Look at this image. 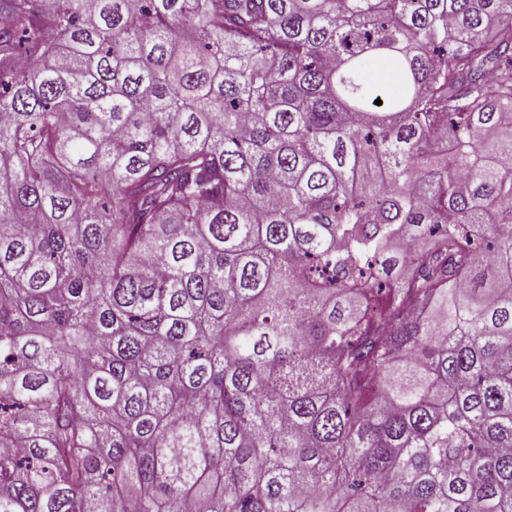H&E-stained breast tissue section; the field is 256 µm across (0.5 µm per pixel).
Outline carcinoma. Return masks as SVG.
Segmentation results:
<instances>
[{
	"instance_id": "cac0c4a2",
	"label": "carcinoma",
	"mask_w": 512,
	"mask_h": 512,
	"mask_svg": "<svg viewBox=\"0 0 512 512\" xmlns=\"http://www.w3.org/2000/svg\"><path fill=\"white\" fill-rule=\"evenodd\" d=\"M0 18V512H512V0Z\"/></svg>"
}]
</instances>
